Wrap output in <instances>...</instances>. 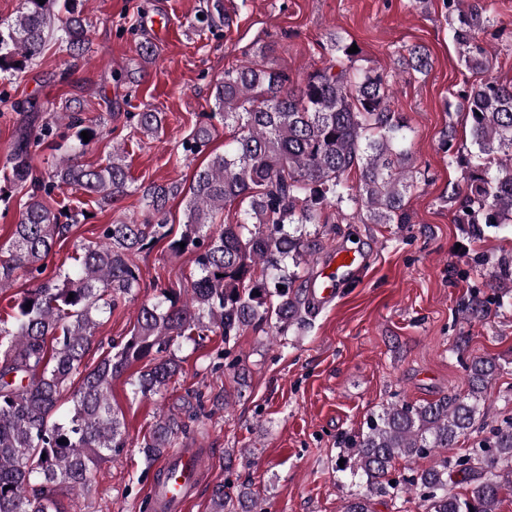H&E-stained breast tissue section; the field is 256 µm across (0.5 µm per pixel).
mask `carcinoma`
Masks as SVG:
<instances>
[{"instance_id":"1","label":"carcinoma","mask_w":512,"mask_h":512,"mask_svg":"<svg viewBox=\"0 0 512 512\" xmlns=\"http://www.w3.org/2000/svg\"><path fill=\"white\" fill-rule=\"evenodd\" d=\"M460 2L448 0L453 38L464 67L480 74L487 50L475 32L489 19L482 8ZM78 6L79 0H22L19 15L0 23V74L38 58L54 20L57 41L71 56H82L88 22ZM328 43V63L296 86L268 65V46L258 48L260 61L224 71L215 85L218 111L183 139L182 151L187 158L204 153L215 119L233 136L224 153L211 155L195 173L179 234L168 228L167 204L181 186L151 184L142 190V221L102 225L99 240L81 245L72 262L46 281L54 244L80 219L54 211L43 196L70 187L109 204L131 193L132 179L117 146L103 164L82 163L105 124L83 118L68 103L74 134L46 176L34 175L30 155L54 130L47 121L37 123V107L29 104L30 122L19 129L10 155L9 187L0 185V201L14 188H28L12 241L0 246V291L21 278L33 284L15 300L9 319L0 320V512H62L54 487L83 490L93 469L124 447L123 422L109 393L112 380L134 363L147 359L150 367L131 381L133 394L161 396L182 372L178 352L201 345L210 333L228 344L249 327L266 325L272 335L285 336L304 325L314 305L297 285L309 256L303 226L331 223L327 209L336 208L340 220L364 210L371 224L410 223L406 198L418 174L414 130L391 108L392 82L374 69L352 71L353 54L342 36L333 33ZM399 63L421 74L431 68L423 46L408 49ZM464 98L481 164L452 188L456 221L512 224V83L485 77ZM128 118L146 135L162 128V113L151 109ZM83 131L91 136L87 143ZM228 206L239 208V220L217 223ZM161 241L170 254L192 257L187 285L159 289L139 307L130 336L88 365L85 355L101 319L140 291L136 256ZM499 368L494 358L474 359L466 366L465 396L425 404L402 400L371 415L365 430L344 440L341 470L395 499L413 492L427 512H497L501 491L512 487V419L475 443L470 456L445 453L476 431L482 393ZM185 431L175 415L160 416L144 441L146 459L162 456ZM428 457L435 458L432 466L386 480L395 460ZM473 460L482 467L474 468ZM464 483L474 484L471 495L448 492ZM257 502L248 487L232 497L221 485L210 512H250Z\"/></svg>"}]
</instances>
